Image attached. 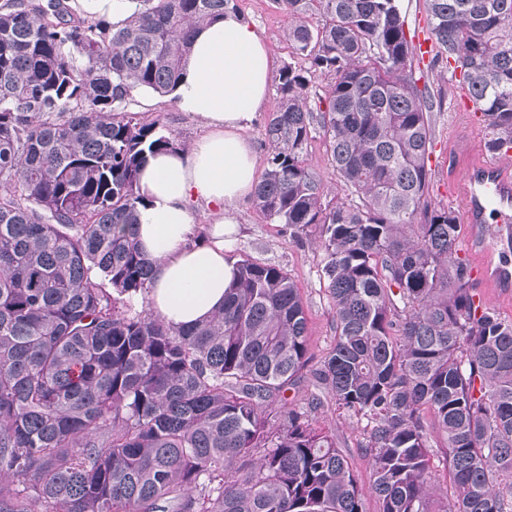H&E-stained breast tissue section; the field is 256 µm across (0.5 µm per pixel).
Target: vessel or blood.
I'll return each mask as SVG.
<instances>
[{"mask_svg":"<svg viewBox=\"0 0 512 512\" xmlns=\"http://www.w3.org/2000/svg\"><path fill=\"white\" fill-rule=\"evenodd\" d=\"M448 195L469 227L466 248L476 258L472 279L483 288L512 289V154L490 159L475 151L465 171L449 178ZM489 224L496 228L491 239Z\"/></svg>","mask_w":512,"mask_h":512,"instance_id":"obj_1","label":"vessel or blood"}]
</instances>
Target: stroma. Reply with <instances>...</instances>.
Listing matches in <instances>:
<instances>
[{
  "mask_svg": "<svg viewBox=\"0 0 512 512\" xmlns=\"http://www.w3.org/2000/svg\"><path fill=\"white\" fill-rule=\"evenodd\" d=\"M232 4L266 42L276 67L291 61V50L283 38L290 18L281 0H232ZM412 67L435 97L433 147L428 160L432 173L429 198L432 204L448 207L452 204L448 196L449 176L464 167L470 151L486 148L488 130L480 113L454 109L457 75L445 62L417 56ZM132 111L137 119L160 121L165 132L184 145L205 133L197 120L179 112L167 96H139ZM231 255L278 266L299 287L308 320L311 362L303 380L286 391L284 397L287 402L308 409L313 426L333 436L361 484H369L370 460L363 450L364 425L337 409L328 387L317 376L335 345L336 323L331 297L321 277L322 253L314 238L293 240L287 225L270 223L247 200L241 205V227Z\"/></svg>",
  "mask_w": 512,
  "mask_h": 512,
  "instance_id": "1",
  "label": "stroma"
}]
</instances>
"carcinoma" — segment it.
I'll return each mask as SVG.
<instances>
[{"instance_id":"obj_1","label":"carcinoma","mask_w":512,"mask_h":512,"mask_svg":"<svg viewBox=\"0 0 512 512\" xmlns=\"http://www.w3.org/2000/svg\"><path fill=\"white\" fill-rule=\"evenodd\" d=\"M127 2L114 22L0 0V512H366L335 441L275 406L310 362L287 272L239 260L224 309L192 327L147 310L138 171L176 142L129 105L173 91L194 26L232 0ZM282 2L296 61L252 205L318 235L336 322L319 377L366 421L381 512H512V321L476 303L458 216L429 201L431 94L398 0ZM427 18L488 148L511 149L512 0H427ZM317 130L340 195L308 168ZM429 443L431 448V464L436 482L441 487L442 493L448 495V499L453 495V483L445 460V448H442L441 438L435 429L429 428Z\"/></svg>"}]
</instances>
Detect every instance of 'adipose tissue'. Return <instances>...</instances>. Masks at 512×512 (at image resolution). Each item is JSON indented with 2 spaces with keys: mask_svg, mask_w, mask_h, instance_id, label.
I'll return each mask as SVG.
<instances>
[{
  "mask_svg": "<svg viewBox=\"0 0 512 512\" xmlns=\"http://www.w3.org/2000/svg\"><path fill=\"white\" fill-rule=\"evenodd\" d=\"M273 71L267 44L238 13L195 29L173 98L206 133L149 158L138 182L137 240L154 264L149 308L171 327L209 319L236 279L227 246L258 183L244 132L266 105Z\"/></svg>",
  "mask_w": 512,
  "mask_h": 512,
  "instance_id": "ef3b65f1",
  "label": "adipose tissue"
}]
</instances>
